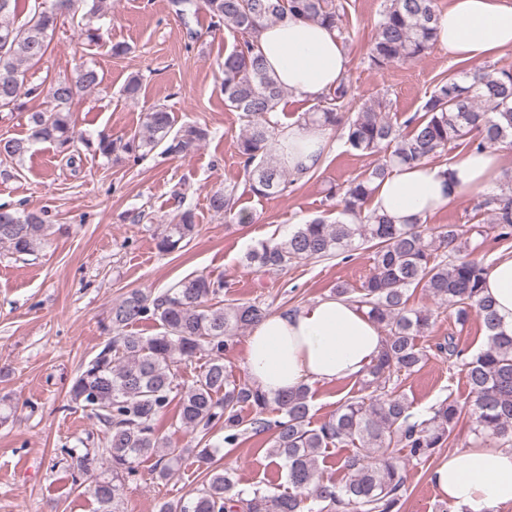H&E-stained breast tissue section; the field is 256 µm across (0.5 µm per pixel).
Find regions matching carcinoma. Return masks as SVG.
<instances>
[{"mask_svg":"<svg viewBox=\"0 0 512 512\" xmlns=\"http://www.w3.org/2000/svg\"><path fill=\"white\" fill-rule=\"evenodd\" d=\"M211 22L241 35L221 63V91L227 106L246 118L240 139L245 186L255 196H282L293 186L292 173L276 152L278 121L272 120L285 87L258 51L256 33L264 22L285 14L336 29L345 37L336 0H203ZM19 0H0V112L22 108L23 97H42L47 107L29 114L31 135L0 139V158L21 160L35 141L53 144L75 163L80 155L72 105L76 98L102 83L96 68L82 65L73 79L34 83L30 68L46 56L58 23L78 19L88 44L101 40L92 19L112 12L111 0H37L28 19L15 23ZM436 0H384L376 35L367 54L368 65L382 71L400 61L425 56L436 46ZM350 86L343 81L302 114L305 125L339 128L344 144L360 155H381L367 174L353 179L341 193L339 216L332 222L314 218L299 225L280 242H260L245 255L248 265L282 270L292 264L372 250L373 271L360 287L338 284L332 293L367 310L384 332L375 363L358 378L363 395L344 401L327 420L310 421L311 386L270 396L250 381L233 379L224 353L239 333L269 314L261 302L217 301L227 287L207 274L186 277L154 294L133 290L112 304L109 337L100 351L74 378L70 402L103 427L104 436L92 447L68 448L65 454L72 485L90 494L99 512H126V482L136 475L142 458L157 456L156 480H166L178 467L183 451L164 447L158 422L179 395L178 423L193 435L215 426L224 430L226 448L245 435L268 436L269 454L282 461L292 491L274 493L260 487L236 488L226 471L212 470L209 481L175 501H164L158 512H399L405 492L406 465L427 462L445 444L461 416L451 397L426 413L412 411V402L397 390L396 378L418 370L427 357L416 337L432 324L427 308L410 305L412 291L421 288L439 305L454 310L465 325L476 316L488 336L485 349L468 355L454 337L436 344L440 354L462 361L470 393L473 440L512 445V335L501 330L493 302L482 294L487 267L464 251L454 224L439 233V244L425 240L420 219L401 224L370 207L374 184L396 167L426 161L462 148L480 153L512 149V69L474 67L450 74L430 92L421 115L406 120L410 131L384 114L380 100L363 104L355 115L344 111ZM208 131L195 124L176 126L164 106L147 112L141 128L127 138L98 136L94 152L110 158L123 154L135 163L156 150L181 155L200 145ZM179 212L175 222L156 236L161 253H171L197 234L187 195L174 191ZM235 189H220L209 198L218 216L231 214ZM477 208L491 215L495 240H512V187L481 196ZM52 225L43 212L0 208V245L13 255H33L45 244ZM153 320L159 331L144 336L128 331ZM198 353L209 356L200 378L180 389L179 365ZM276 406L277 417L267 413ZM248 407L251 416L242 415ZM353 446L338 459L345 480L325 474L320 458L330 447Z\"/></svg>","mask_w":512,"mask_h":512,"instance_id":"1","label":"carcinoma"}]
</instances>
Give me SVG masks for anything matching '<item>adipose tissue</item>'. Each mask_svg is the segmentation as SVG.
Returning a JSON list of instances; mask_svg holds the SVG:
<instances>
[{
    "label": "adipose tissue",
    "mask_w": 512,
    "mask_h": 512,
    "mask_svg": "<svg viewBox=\"0 0 512 512\" xmlns=\"http://www.w3.org/2000/svg\"><path fill=\"white\" fill-rule=\"evenodd\" d=\"M439 45L460 60L480 63L512 48V0H451L437 20ZM258 46L269 70L296 96L327 95L346 76L349 58L336 30L293 17L263 25ZM291 170L314 171L327 152L328 133L297 124L281 131ZM502 153L461 155L449 168L421 161L397 167L376 183L372 206L396 221L426 218L460 196L488 190ZM485 296L500 326L512 335V256L489 266ZM382 335L365 310L329 295L268 314L251 329L245 365L268 395L303 383L359 377L378 357ZM455 512H499L512 506V450L493 444L459 448L440 459L429 476Z\"/></svg>",
    "instance_id": "obj_1"
}]
</instances>
